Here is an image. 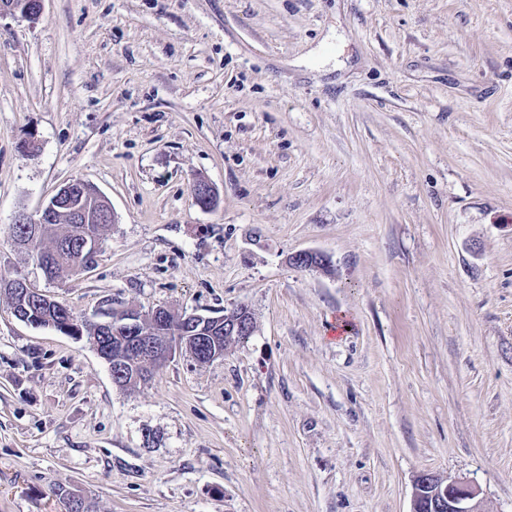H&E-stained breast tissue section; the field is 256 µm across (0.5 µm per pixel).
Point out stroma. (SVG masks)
Segmentation results:
<instances>
[{
  "mask_svg": "<svg viewBox=\"0 0 512 512\" xmlns=\"http://www.w3.org/2000/svg\"><path fill=\"white\" fill-rule=\"evenodd\" d=\"M95 266L12 241L64 183ZM205 179L217 207L195 203ZM322 254L327 270L295 253ZM94 319L223 315L132 391L0 295V512H512V0H44L0 17V278ZM72 199L78 200V206L73 210H62L67 207ZM72 213L77 221L85 222L97 218L99 215H105L108 224H69L65 221L48 224L53 226L51 231L44 236L33 238L29 235L26 238L27 243L20 244L19 248L24 249L35 261V256L41 254L48 266L46 269L39 266L45 275L50 279L57 280L64 277L79 274L82 264V272L93 268L96 257L101 247V240L104 238V232L110 224L115 222V216L104 194L91 183L83 179H72L56 191L48 200L46 205L40 211L38 218L24 213L18 214L15 219L17 224H13V242L16 245L15 228L19 235L23 234V228L33 225V237L45 232L46 220L52 219L56 214ZM42 224V225H41ZM98 235L99 239L93 235ZM77 234L81 235L79 240L80 250L84 258H81L77 251L65 248V245L72 242ZM84 259V260H83ZM478 496L479 490L469 483L424 471L414 480L411 512H485Z\"/></svg>",
  "mask_w": 512,
  "mask_h": 512,
  "instance_id": "obj_1",
  "label": "stroma"
}]
</instances>
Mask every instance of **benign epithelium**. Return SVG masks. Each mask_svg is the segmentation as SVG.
Segmentation results:
<instances>
[{"label": "benign epithelium", "instance_id": "obj_1", "mask_svg": "<svg viewBox=\"0 0 512 512\" xmlns=\"http://www.w3.org/2000/svg\"><path fill=\"white\" fill-rule=\"evenodd\" d=\"M44 0H0V17L20 15L34 20L43 9ZM193 195L203 208L215 204V193L205 180H198L193 185ZM78 200V206L71 210L75 219L85 222L100 215L107 217L108 223L115 222V216L104 194L91 183L83 179H72L56 191L34 218L20 213L15 219L18 224L33 225V235L38 236L46 230V220L56 214L64 213L71 200ZM84 257L82 271L93 268L101 247V240L93 235H82L79 240ZM294 265L302 268H323L325 260L315 251H302L291 257ZM22 299L21 307H13L17 318L25 323L39 326V322L30 317V308L54 305L61 321L56 330L67 335H77L79 331L67 307L33 288L25 280L15 278L3 284ZM104 331L125 337L129 359L120 363L111 359L106 342L93 337V348L97 355L109 363L112 380L120 385L119 378L132 374L137 378L143 374L149 376L171 359L175 352L185 349L199 363L210 362L220 355L219 338L216 331L223 330L224 341L228 342L239 336H252L254 321L248 308L238 306L224 312L221 316H206L196 313L177 315L162 307L144 311L137 307H114L109 319L99 323ZM479 490L466 482L447 480L440 475L424 471L414 480L412 512H485L482 500L478 499Z\"/></svg>", "mask_w": 512, "mask_h": 512}]
</instances>
